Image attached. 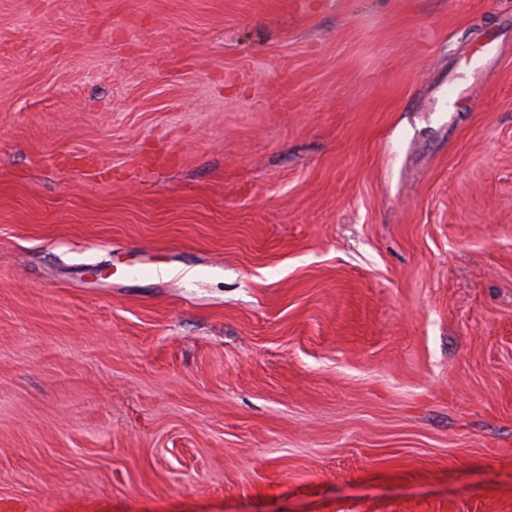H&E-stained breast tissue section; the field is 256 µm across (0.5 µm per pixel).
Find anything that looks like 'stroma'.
<instances>
[{
	"mask_svg": "<svg viewBox=\"0 0 512 512\" xmlns=\"http://www.w3.org/2000/svg\"><path fill=\"white\" fill-rule=\"evenodd\" d=\"M0 512H512V0H0Z\"/></svg>",
	"mask_w": 512,
	"mask_h": 512,
	"instance_id": "1",
	"label": "stroma"
}]
</instances>
